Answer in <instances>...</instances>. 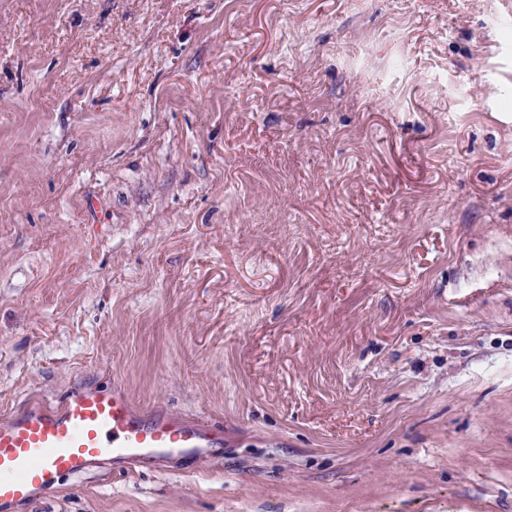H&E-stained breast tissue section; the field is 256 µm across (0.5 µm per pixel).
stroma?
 Instances as JSON below:
<instances>
[{
    "label": "stroma",
    "instance_id": "1",
    "mask_svg": "<svg viewBox=\"0 0 512 512\" xmlns=\"http://www.w3.org/2000/svg\"><path fill=\"white\" fill-rule=\"evenodd\" d=\"M106 382L221 460L24 512H512V0H0V419Z\"/></svg>",
    "mask_w": 512,
    "mask_h": 512
}]
</instances>
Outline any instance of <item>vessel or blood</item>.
<instances>
[{
	"instance_id": "b4317fda",
	"label": "vessel or blood",
	"mask_w": 512,
	"mask_h": 512,
	"mask_svg": "<svg viewBox=\"0 0 512 512\" xmlns=\"http://www.w3.org/2000/svg\"><path fill=\"white\" fill-rule=\"evenodd\" d=\"M224 434L199 419L136 410L112 387L71 388L60 404L24 408L0 421V512L53 494L62 480L102 473L112 465L220 457Z\"/></svg>"
}]
</instances>
